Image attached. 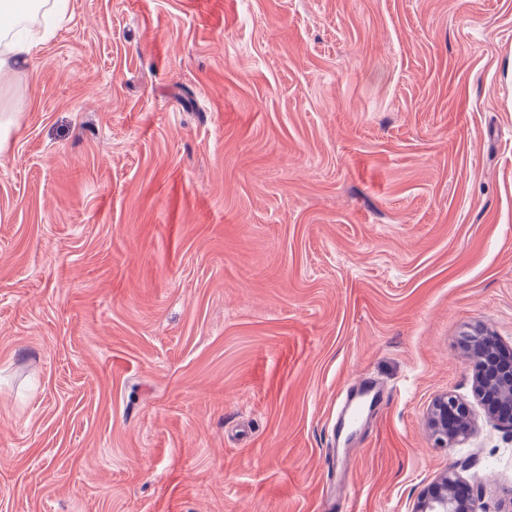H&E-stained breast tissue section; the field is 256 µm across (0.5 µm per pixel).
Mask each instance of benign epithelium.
<instances>
[{
    "mask_svg": "<svg viewBox=\"0 0 512 512\" xmlns=\"http://www.w3.org/2000/svg\"><path fill=\"white\" fill-rule=\"evenodd\" d=\"M466 349L476 355L472 376L475 400L486 418L512 429V356L502 357L498 340L482 329L467 334ZM425 425L438 448H455L477 430L471 407L445 393L427 408ZM474 499L453 469L443 473L418 498L412 512H474Z\"/></svg>",
    "mask_w": 512,
    "mask_h": 512,
    "instance_id": "7a95c632",
    "label": "benign epithelium"
}]
</instances>
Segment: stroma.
<instances>
[{
	"label": "stroma",
	"instance_id": "obj_1",
	"mask_svg": "<svg viewBox=\"0 0 512 512\" xmlns=\"http://www.w3.org/2000/svg\"><path fill=\"white\" fill-rule=\"evenodd\" d=\"M0 77V512L512 503V0H69ZM383 396L355 429L352 384ZM465 336L466 349L476 355L472 357L473 396L490 422L512 430V356L482 329ZM502 354H507V359ZM425 425L438 448H456L477 430L471 407L456 396H436L427 408ZM462 477L448 469L418 498L412 512H474Z\"/></svg>",
	"mask_w": 512,
	"mask_h": 512
}]
</instances>
